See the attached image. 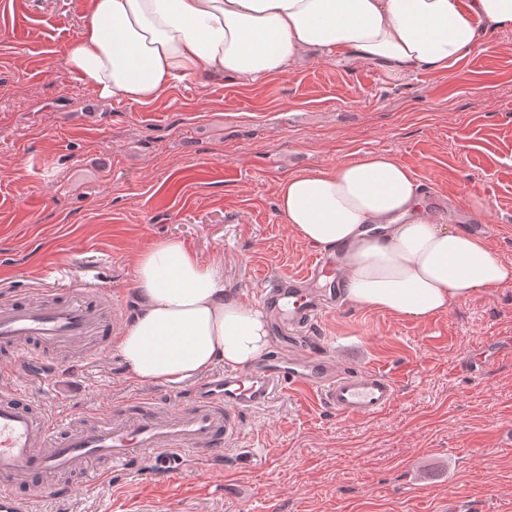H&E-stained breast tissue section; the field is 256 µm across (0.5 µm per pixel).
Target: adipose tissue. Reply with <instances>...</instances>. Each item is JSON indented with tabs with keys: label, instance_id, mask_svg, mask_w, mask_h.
<instances>
[{
	"label": "adipose tissue",
	"instance_id": "1",
	"mask_svg": "<svg viewBox=\"0 0 512 512\" xmlns=\"http://www.w3.org/2000/svg\"><path fill=\"white\" fill-rule=\"evenodd\" d=\"M66 49L76 79L99 97L147 103L190 76L256 81L319 52L398 77L443 72L493 51L512 31V0H89ZM277 209L307 243L341 248L349 301L428 320L477 292L512 284V263L486 238L424 211L408 166L385 152L280 186ZM136 308L117 350L140 382L178 385L268 349L263 315L224 288V269L177 238L135 263Z\"/></svg>",
	"mask_w": 512,
	"mask_h": 512
}]
</instances>
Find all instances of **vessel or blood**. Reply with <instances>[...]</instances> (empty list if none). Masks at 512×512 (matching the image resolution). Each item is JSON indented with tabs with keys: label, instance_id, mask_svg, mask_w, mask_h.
I'll list each match as a JSON object with an SVG mask.
<instances>
[{
	"label": "vessel or blood",
	"instance_id": "b4317fda",
	"mask_svg": "<svg viewBox=\"0 0 512 512\" xmlns=\"http://www.w3.org/2000/svg\"><path fill=\"white\" fill-rule=\"evenodd\" d=\"M344 272L335 256L316 252L298 274L265 276L260 290L270 320L272 351L260 362L219 370L194 383L178 405L132 396L91 417L52 414L44 401L0 388V512H30L47 492L69 496L57 475L84 465L99 480L132 469L171 478L187 457L220 468L224 448L243 431L247 413L265 407L279 390L317 399L337 415L374 416L396 399L394 380L375 368L338 366L313 325L343 300ZM115 321L93 288L62 300L0 299V349L34 364L51 391L65 389L85 361L63 362L61 352L106 351Z\"/></svg>",
	"mask_w": 512,
	"mask_h": 512
}]
</instances>
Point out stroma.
Returning <instances> with one entry per match:
<instances>
[{"label": "stroma", "instance_id": "1", "mask_svg": "<svg viewBox=\"0 0 512 512\" xmlns=\"http://www.w3.org/2000/svg\"><path fill=\"white\" fill-rule=\"evenodd\" d=\"M87 20V0L0 11V293L62 299L92 283L130 314L136 254L173 237L222 262L225 287L256 306L265 274L301 272L314 253L277 210L280 183L370 152L444 196L437 223L486 222L512 261V32L438 74L310 56L255 82L196 76L143 104L101 100L69 71ZM315 334L337 360L390 374L392 406L340 417L282 391L246 414L223 470L120 473L88 495L87 466L65 476L70 497L42 495L32 512H512V350L483 375L465 367L512 338V285L425 322L351 302ZM0 381L63 417L176 393L131 379L115 352L87 365L70 398L24 361Z\"/></svg>", "mask_w": 512, "mask_h": 512}]
</instances>
